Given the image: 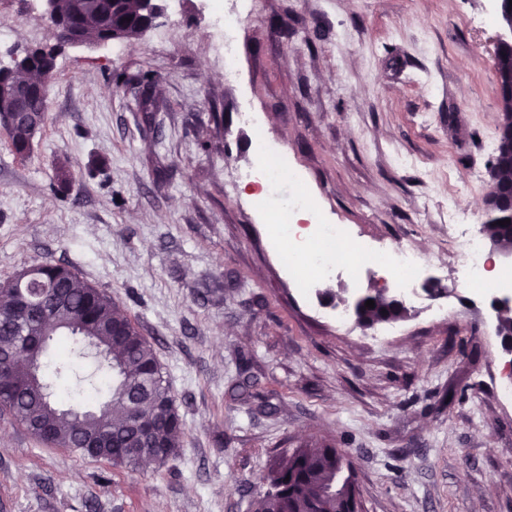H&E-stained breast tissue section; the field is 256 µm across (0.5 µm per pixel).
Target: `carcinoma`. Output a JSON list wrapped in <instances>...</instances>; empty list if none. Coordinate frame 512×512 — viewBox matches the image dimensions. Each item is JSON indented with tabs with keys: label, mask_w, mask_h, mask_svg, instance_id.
I'll use <instances>...</instances> for the list:
<instances>
[{
	"label": "carcinoma",
	"mask_w": 512,
	"mask_h": 512,
	"mask_svg": "<svg viewBox=\"0 0 512 512\" xmlns=\"http://www.w3.org/2000/svg\"><path fill=\"white\" fill-rule=\"evenodd\" d=\"M56 12L70 20L71 27L80 30L93 43L112 34L133 37L147 20L143 0H123L122 13L112 12V0H56ZM45 54L34 56L19 79L38 83L43 79ZM155 81L146 79L143 88L142 111L158 110L154 94ZM502 128L497 147L505 150L509 128L512 127V98L499 93ZM31 128L20 124L7 137L15 153L31 151ZM500 193L508 194L512 185V167L501 165L493 171ZM512 210L506 206L488 213L484 231L489 240L503 252L512 253ZM372 300L375 307L365 306ZM358 324L371 328L377 324L401 321L408 314L406 305L398 300L381 302L375 292L364 295L359 303ZM58 324L52 361L53 373L60 377L73 371L82 354V344L93 338L109 353L98 367L108 384L110 398L99 402L102 387L81 386L79 396L71 397L73 406L99 405L110 417L87 414L84 422L76 424L57 400L56 387L45 380L51 389L47 395L28 384L23 375H10L9 388L0 389V407L8 411L34 437L48 428L57 438L58 446L80 456L101 458L119 466H136L141 461L161 456L172 457L179 447L184 422L175 398L163 376L161 365L151 344L139 327L119 313L112 296L92 286L69 266L52 262L31 269V274L0 286V355L14 352L20 339L37 334L42 322ZM498 335L502 342H512V307L497 311ZM139 420L156 423L155 448H138L135 455L121 449L132 442L133 426ZM336 478V449L321 442L299 446L284 455L262 480L273 491L256 496L252 512H342L344 504L322 491Z\"/></svg>",
	"instance_id": "obj_1"
}]
</instances>
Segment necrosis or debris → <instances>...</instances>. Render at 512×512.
<instances>
[{
    "label": "necrosis or debris",
    "mask_w": 512,
    "mask_h": 512,
    "mask_svg": "<svg viewBox=\"0 0 512 512\" xmlns=\"http://www.w3.org/2000/svg\"><path fill=\"white\" fill-rule=\"evenodd\" d=\"M239 2V9L230 11L225 9L224 0H207L215 18L213 48L229 78L235 76L238 68L231 39L249 12L250 0ZM254 150L257 161L243 176L254 184L259 205L277 200L278 205L269 213L268 221L276 225L280 238L288 243V265L297 271L299 288H307L315 278L353 276L360 268L368 267L387 273L401 288L407 302L416 301L413 280L418 268L426 264L425 256L405 245L389 250L363 248L345 225L324 222L314 199L299 187L300 177L287 155L272 148L263 130L255 132ZM456 237L462 244V257L454 289L480 296L493 290L512 292L511 273L495 279L486 276L489 254L479 230L462 229Z\"/></svg>",
    "instance_id": "necrosis-or-debris-1"
}]
</instances>
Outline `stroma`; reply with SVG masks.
I'll use <instances>...</instances> for the list:
<instances>
[{"instance_id":"1","label":"stroma","mask_w":512,"mask_h":512,"mask_svg":"<svg viewBox=\"0 0 512 512\" xmlns=\"http://www.w3.org/2000/svg\"><path fill=\"white\" fill-rule=\"evenodd\" d=\"M492 14L491 0H255L228 81L204 0H169L138 39L61 48L44 0H0V63L57 49L30 153L0 131V284L52 261L111 295L184 421L173 458L126 468L0 411V512H251L260 477L312 441L352 462L361 512H512V358L488 299L428 295L399 335L362 328L321 295L364 294L377 274L297 288L262 209L229 187L255 160L245 100L325 220L412 244L424 279L453 282L440 211L487 221ZM147 73L162 104L149 126Z\"/></svg>"}]
</instances>
